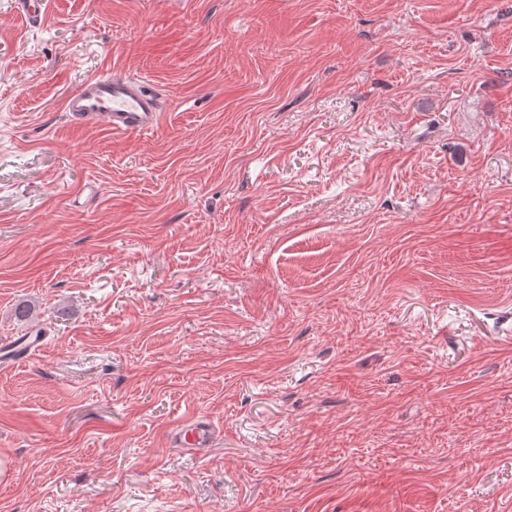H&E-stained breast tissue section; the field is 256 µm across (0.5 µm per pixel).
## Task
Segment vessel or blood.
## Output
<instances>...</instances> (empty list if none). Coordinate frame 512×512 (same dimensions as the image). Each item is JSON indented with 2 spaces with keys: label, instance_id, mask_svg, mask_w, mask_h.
Here are the masks:
<instances>
[{
  "label": "vessel or blood",
  "instance_id": "vessel-or-blood-1",
  "mask_svg": "<svg viewBox=\"0 0 512 512\" xmlns=\"http://www.w3.org/2000/svg\"><path fill=\"white\" fill-rule=\"evenodd\" d=\"M63 110L79 123H105L122 133H143L158 127L162 108L141 79L102 71L88 77L63 102ZM215 439L211 421L193 415L178 421L170 432L176 447L199 454Z\"/></svg>",
  "mask_w": 512,
  "mask_h": 512
}]
</instances>
